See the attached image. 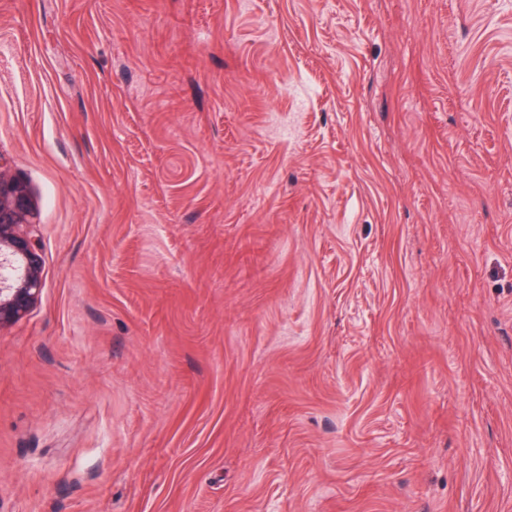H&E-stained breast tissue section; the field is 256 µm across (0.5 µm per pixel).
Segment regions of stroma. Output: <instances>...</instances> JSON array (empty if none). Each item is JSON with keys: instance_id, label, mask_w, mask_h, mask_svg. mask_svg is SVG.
Returning <instances> with one entry per match:
<instances>
[{"instance_id": "obj_1", "label": "stroma", "mask_w": 512, "mask_h": 512, "mask_svg": "<svg viewBox=\"0 0 512 512\" xmlns=\"http://www.w3.org/2000/svg\"><path fill=\"white\" fill-rule=\"evenodd\" d=\"M0 162V512H512V0H0ZM30 211L26 189L0 167V330L23 319L43 291L40 243L29 229Z\"/></svg>"}]
</instances>
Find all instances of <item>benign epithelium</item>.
<instances>
[{
    "label": "benign epithelium",
    "mask_w": 512,
    "mask_h": 512,
    "mask_svg": "<svg viewBox=\"0 0 512 512\" xmlns=\"http://www.w3.org/2000/svg\"><path fill=\"white\" fill-rule=\"evenodd\" d=\"M26 189L0 170V330L23 319L44 287L39 240Z\"/></svg>",
    "instance_id": "7a95c632"
}]
</instances>
